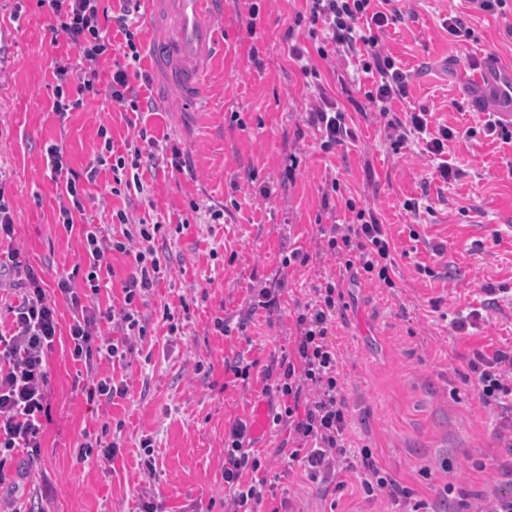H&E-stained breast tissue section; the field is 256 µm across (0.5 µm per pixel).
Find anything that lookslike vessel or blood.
<instances>
[{
	"label": "vessel or blood",
	"instance_id": "b4317fda",
	"mask_svg": "<svg viewBox=\"0 0 512 512\" xmlns=\"http://www.w3.org/2000/svg\"><path fill=\"white\" fill-rule=\"evenodd\" d=\"M149 22L146 62L159 96L176 94L186 112L207 104L205 80L224 58V39L214 26L224 0H141ZM474 111L492 105L512 126V66L486 57L465 85Z\"/></svg>",
	"mask_w": 512,
	"mask_h": 512
}]
</instances>
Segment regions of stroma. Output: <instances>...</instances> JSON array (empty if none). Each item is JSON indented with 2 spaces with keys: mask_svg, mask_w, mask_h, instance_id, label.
<instances>
[{
  "mask_svg": "<svg viewBox=\"0 0 512 512\" xmlns=\"http://www.w3.org/2000/svg\"><path fill=\"white\" fill-rule=\"evenodd\" d=\"M399 7L403 18L382 41L413 79L393 112L423 108L435 123L475 131L449 140L448 160L460 175L446 184L433 178L426 156L392 149L374 109L355 110L372 80L354 56L315 61L355 133L344 145L321 149L306 123L315 98L289 53L293 42L311 52L318 45L297 21L305 0H225L216 22L224 61L206 84L212 104L186 129L174 98L150 112L112 107L106 89L125 42L115 28L112 53L99 62L98 93L69 88L76 106L59 117L54 70L73 48L40 0H0V194L11 202L15 224L1 250L24 252L50 287L85 264L80 228L56 222L58 188L46 169L45 143L62 145L76 170L98 150L102 124L115 153L144 127L188 154L182 173L162 162L144 168L149 192L128 204L107 196L111 170L88 187L84 223L121 236L110 209L126 205L135 220L164 225L154 246L167 272L147 298V333L134 352L96 369L98 378L126 380V398L88 404L84 366L72 360L67 338L56 342L41 455L30 461L20 452L8 461L0 495L28 512H138L146 487L162 512H231L224 503V430L250 420L258 400L277 407L263 394L266 369L292 352L298 311L314 286L331 278L345 300L328 338L340 353L353 445L371 448L383 469L438 512H452L441 503L445 484L474 498L501 482L512 451L501 447V419L483 406L467 374L474 351L512 349V142L484 133L487 113L473 111L458 89L485 54L512 62V37L507 19L476 12L468 0H401ZM451 14L467 22L468 39L451 40L442 29ZM262 185L269 198L257 195ZM331 187L336 201L326 207L322 194ZM423 196L429 210L404 209L407 199ZM193 201L223 207V223H197ZM367 207L391 236L390 288L365 274L350 282L327 246V230L352 223L355 209ZM294 250L307 263L283 266ZM266 286L280 290L271 312L252 306ZM474 310L479 319H470ZM167 311L172 321L164 320ZM219 318L221 331L214 326ZM462 320L466 329L456 330ZM237 361L249 364L248 380L226 373ZM87 431L116 442V457L80 459ZM145 438L153 441L148 453L140 446ZM287 439V427L271 425L253 445L268 476L278 477L287 512H395L386 497L364 498L355 484L337 492L305 480L300 464L285 467L276 450Z\"/></svg>",
  "mask_w": 512,
  "mask_h": 512,
  "instance_id": "obj_1",
  "label": "stroma"
}]
</instances>
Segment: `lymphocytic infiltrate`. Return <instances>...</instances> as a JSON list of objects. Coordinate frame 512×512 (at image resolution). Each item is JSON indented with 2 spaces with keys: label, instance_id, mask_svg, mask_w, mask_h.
<instances>
[{
  "label": "lymphocytic infiltrate",
  "instance_id": "f902f5d3",
  "mask_svg": "<svg viewBox=\"0 0 512 512\" xmlns=\"http://www.w3.org/2000/svg\"><path fill=\"white\" fill-rule=\"evenodd\" d=\"M47 2L59 20L61 32L76 50L73 63L55 69L57 112L64 115L69 110L63 100L67 84H76L83 92H96L98 62L112 50L108 28L113 24L124 35L125 45L123 59L112 71L108 97L112 106L139 111V91L131 75L141 70V43L133 30L130 11L111 17L102 0ZM305 2L311 25L319 29L324 44L333 46L335 56L361 54V69L372 78L366 97L385 118L386 137L394 148L420 147L434 163L435 179H456L458 172L445 154L449 140L459 138V131L433 126L430 112L424 110L401 117L392 111L394 101L407 98L412 81L411 72L397 65L380 38L401 16L393 0ZM290 52L316 95L306 117L308 125L319 132L324 147L343 144L353 136L347 113L326 93L317 67L306 62L303 50L294 46ZM144 141L151 145V152L142 151L140 144ZM158 145V139L139 130L128 143L126 154L108 159L103 152H96L80 173L69 171L58 144L46 146L44 156L51 173L67 176L59 193V224L72 229L76 216L84 212L88 185L95 183L105 165L112 170L111 195L146 196L139 169L142 162L156 160ZM163 232V224L143 222L135 232L114 238L102 234L95 225H86L82 230L84 273L78 279L61 275L54 296L18 251H9L0 258V286L12 282L15 274L24 276L20 300L10 308L11 325L7 331H0V466L19 449L26 450L29 459L40 456L43 419L48 410V356L60 332H67L70 338L72 360L89 371L94 370L96 362L124 358L134 350L133 336H145L141 308L163 273L154 248ZM327 244L345 269L373 273L380 281H389L394 267L391 242L376 214H369L357 224L333 226ZM117 253L132 257L134 271L122 282L121 306L104 307L99 298L112 288L115 271L111 258ZM61 298L71 311V323L65 330L59 323L57 301ZM343 298L335 280L315 287L295 319L293 355L282 357L271 368L275 375L273 389L281 399L272 422L289 428L292 445L287 460L300 463L311 482L328 484L340 474L354 476L367 497L383 495L405 512H429L427 501L413 500L407 487L378 466L371 449L351 444L348 407L336 372L338 355L327 338L329 322ZM468 368L482 403L497 410L501 418L512 420V379L507 376L512 369V351L476 352ZM252 445L246 422L238 419L231 423L224 434V498L233 504L234 512H257L263 505L268 512H280L275 504L277 485L268 480L264 462Z\"/></svg>",
  "mask_w": 512,
  "mask_h": 512
}]
</instances>
